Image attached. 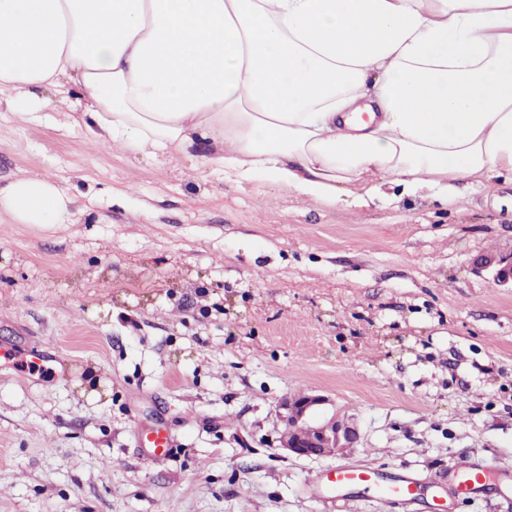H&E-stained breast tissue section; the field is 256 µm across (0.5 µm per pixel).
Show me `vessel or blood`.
<instances>
[{
	"mask_svg": "<svg viewBox=\"0 0 512 512\" xmlns=\"http://www.w3.org/2000/svg\"><path fill=\"white\" fill-rule=\"evenodd\" d=\"M151 450L147 462L156 463L166 459L173 441L168 432L157 431L150 441ZM326 486L339 489L352 487L377 495L388 507L389 512L410 505L423 495L425 486L417 479L408 476L381 478L376 472L365 468L336 466L324 479ZM496 486L500 492H512V480L497 476L489 464H477L467 459L456 461L448 471V486L454 496L468 500L483 494L489 486Z\"/></svg>",
	"mask_w": 512,
	"mask_h": 512,
	"instance_id": "obj_1",
	"label": "vessel or blood"
}]
</instances>
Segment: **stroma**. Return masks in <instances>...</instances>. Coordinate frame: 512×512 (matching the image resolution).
<instances>
[{"label": "stroma", "instance_id": "obj_1", "mask_svg": "<svg viewBox=\"0 0 512 512\" xmlns=\"http://www.w3.org/2000/svg\"><path fill=\"white\" fill-rule=\"evenodd\" d=\"M85 106L0 105V187L75 197L68 224L0 214V512H321L336 464L512 475V288L473 269L512 252L511 179L331 206L93 144ZM308 391L356 447L278 448L280 402ZM155 428L176 451L148 464Z\"/></svg>", "mask_w": 512, "mask_h": 512}]
</instances>
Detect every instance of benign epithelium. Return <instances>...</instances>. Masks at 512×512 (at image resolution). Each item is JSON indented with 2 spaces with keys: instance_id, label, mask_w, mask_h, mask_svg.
Here are the masks:
<instances>
[{
  "instance_id": "7a95c632",
  "label": "benign epithelium",
  "mask_w": 512,
  "mask_h": 512,
  "mask_svg": "<svg viewBox=\"0 0 512 512\" xmlns=\"http://www.w3.org/2000/svg\"><path fill=\"white\" fill-rule=\"evenodd\" d=\"M474 269L490 274L494 282L512 288V254L480 256L474 261ZM325 403L321 394H297L280 403L279 421L282 428L277 437L278 448L297 457L319 458L334 455L358 442L360 434L354 418L333 415L314 423L312 409Z\"/></svg>"
}]
</instances>
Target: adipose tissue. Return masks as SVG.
<instances>
[{
  "mask_svg": "<svg viewBox=\"0 0 512 512\" xmlns=\"http://www.w3.org/2000/svg\"><path fill=\"white\" fill-rule=\"evenodd\" d=\"M75 87L110 147L331 205L512 174V0H0V102L30 120ZM73 204L48 176L0 189L18 224Z\"/></svg>",
  "mask_w": 512,
  "mask_h": 512,
  "instance_id": "1",
  "label": "adipose tissue"
}]
</instances>
